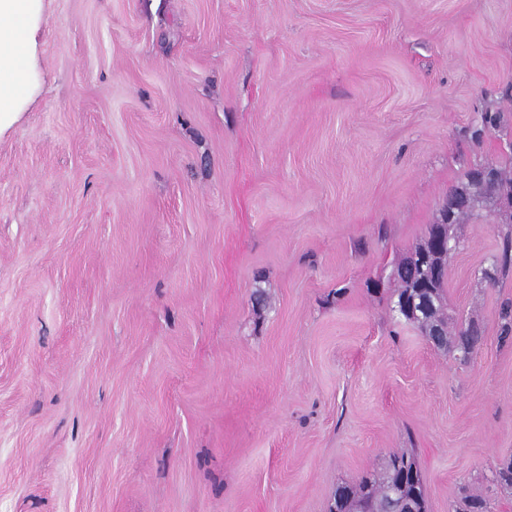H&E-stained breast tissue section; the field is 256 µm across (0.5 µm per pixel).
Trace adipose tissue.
<instances>
[{
  "mask_svg": "<svg viewBox=\"0 0 512 512\" xmlns=\"http://www.w3.org/2000/svg\"><path fill=\"white\" fill-rule=\"evenodd\" d=\"M42 0H0V128L15 119L34 70Z\"/></svg>",
  "mask_w": 512,
  "mask_h": 512,
  "instance_id": "obj_1",
  "label": "adipose tissue"
}]
</instances>
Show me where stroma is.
<instances>
[{
	"mask_svg": "<svg viewBox=\"0 0 512 512\" xmlns=\"http://www.w3.org/2000/svg\"><path fill=\"white\" fill-rule=\"evenodd\" d=\"M39 25L0 131V512H329L401 451L428 512H512L505 213L452 228L469 362L391 276L466 173L512 165V0H43ZM447 330H448V324H447ZM476 328L473 325L463 327V335L467 336V340L470 342L472 340L479 341V336H474L476 334ZM461 330L452 331L448 330L447 333L443 330V326L441 324L434 325L433 332L430 335L429 338L430 342L433 344L434 347L440 346V345H447L448 351L446 353H450V350L452 347H457L461 345L464 336H460ZM437 348V347H436Z\"/></svg>",
	"mask_w": 512,
	"mask_h": 512,
	"instance_id": "35a3bbf8",
	"label": "stroma"
}]
</instances>
